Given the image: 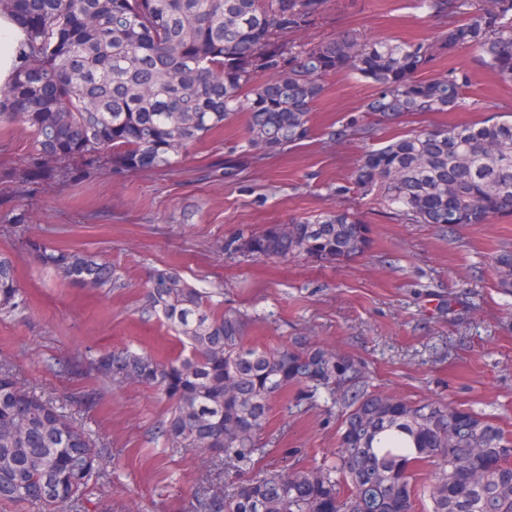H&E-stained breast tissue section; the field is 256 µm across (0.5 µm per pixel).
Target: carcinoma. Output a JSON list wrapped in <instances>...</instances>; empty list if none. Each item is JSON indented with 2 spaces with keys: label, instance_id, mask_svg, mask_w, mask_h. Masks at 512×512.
<instances>
[{
  "label": "carcinoma",
  "instance_id": "cac0c4a2",
  "mask_svg": "<svg viewBox=\"0 0 512 512\" xmlns=\"http://www.w3.org/2000/svg\"><path fill=\"white\" fill-rule=\"evenodd\" d=\"M420 0L442 20L438 35L410 43L367 39L353 30L310 44L284 37L317 25L328 0H0L24 26L14 80L0 87V127L22 125L32 150L29 182L68 174L173 165L189 147L244 117L248 147L277 154L306 144L323 79L360 76L376 86L366 131L411 115L469 108L467 73L425 71L459 49L512 81V0ZM266 73L260 79V73ZM420 224H488L512 216V120L435 125L370 150L352 173ZM370 229L330 207L286 224L241 234L226 249L258 258L303 256L343 263L364 255ZM33 260L72 288L112 285L99 255L30 245ZM498 287L512 293V247L490 257ZM11 257L0 252V311L25 307ZM147 310L189 346L161 361L105 350L74 365L109 387H155L170 403L164 435L172 448H197L227 463L224 495L211 512H512V435L470 408L370 391L351 357L296 336L277 349L248 346L246 321L217 311L175 269L149 271ZM304 387L338 407V448L321 464L267 468L259 440L273 403ZM104 466L96 445L50 399L0 364V500L34 512H67Z\"/></svg>",
  "mask_w": 512,
  "mask_h": 512
}]
</instances>
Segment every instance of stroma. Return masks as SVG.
<instances>
[{"mask_svg":"<svg viewBox=\"0 0 512 512\" xmlns=\"http://www.w3.org/2000/svg\"><path fill=\"white\" fill-rule=\"evenodd\" d=\"M440 27L419 0H332L324 22L293 39L317 42L353 29L410 42ZM452 64L468 74L470 109L410 116L370 138L333 141L329 131L369 122L364 106L374 92L364 79L334 75L314 108L312 139L276 156L249 152L237 119L166 169L117 177L104 166L24 185L13 174L30 140L20 125L0 129V251L13 258L27 295L24 308L0 314V361L82 425L106 464L69 512L107 505L112 512H198L224 486L223 466L198 449L167 444L170 404L162 394L136 383L111 389L94 374L71 371L101 349L161 358L179 351L173 331L143 304L148 272L164 265L203 289L217 310L244 314L246 344L276 348L308 337L352 356L371 389L471 408L512 434V294L498 288L488 265L512 244V216L448 231L407 220L351 182L364 153L395 136L432 123L512 120V82L470 50ZM333 205L369 226L365 256L322 265L224 249L239 233ZM16 213L24 223H12ZM32 242L102 255L117 279L97 293L69 287L32 262ZM341 422L320 395L296 407L275 402L261 436L265 464L323 463L337 448Z\"/></svg>","mask_w":512,"mask_h":512,"instance_id":"obj_1","label":"stroma"}]
</instances>
